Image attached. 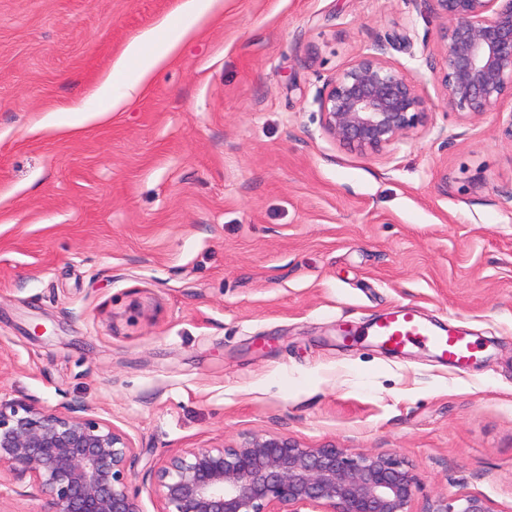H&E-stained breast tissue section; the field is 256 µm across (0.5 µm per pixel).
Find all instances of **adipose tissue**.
I'll use <instances>...</instances> for the list:
<instances>
[{"label":"adipose tissue","mask_w":512,"mask_h":512,"mask_svg":"<svg viewBox=\"0 0 512 512\" xmlns=\"http://www.w3.org/2000/svg\"><path fill=\"white\" fill-rule=\"evenodd\" d=\"M222 0H184L185 24L168 31L152 44L144 41L130 43L121 59L103 79L98 94L108 100L110 109H118L150 79L151 75L174 53L194 32L196 26L208 19Z\"/></svg>","instance_id":"ef3b65f1"}]
</instances>
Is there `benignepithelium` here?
Wrapping results in <instances>:
<instances>
[{"label":"benign epithelium","mask_w":512,"mask_h":512,"mask_svg":"<svg viewBox=\"0 0 512 512\" xmlns=\"http://www.w3.org/2000/svg\"><path fill=\"white\" fill-rule=\"evenodd\" d=\"M449 23L436 74L445 104L464 118L512 100V0H422ZM324 132L346 148L379 153L424 126L425 100L378 51L352 57L319 97ZM140 452L113 425L69 405L45 409L0 400V483L44 498V512H144L135 485ZM156 512H415L420 478L394 454L304 448L280 436L235 446L182 448L142 477ZM422 512H497L470 492Z\"/></svg>","instance_id":"obj_1"}]
</instances>
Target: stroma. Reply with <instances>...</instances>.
I'll return each instance as SVG.
<instances>
[{"label": "stroma", "instance_id": "35a3bbf8", "mask_svg": "<svg viewBox=\"0 0 512 512\" xmlns=\"http://www.w3.org/2000/svg\"><path fill=\"white\" fill-rule=\"evenodd\" d=\"M182 2L0 0V398L83 407L145 463L286 436L408 461L416 512H512V103L446 108L422 0H223L107 111L101 80ZM376 46L427 123L363 155L316 99ZM404 306L479 359L383 350L369 325ZM421 512H496L486 498L470 492H463L446 499H439Z\"/></svg>", "mask_w": 512, "mask_h": 512}]
</instances>
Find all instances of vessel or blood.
Masks as SVG:
<instances>
[{
	"label": "vessel or blood",
	"mask_w": 512,
	"mask_h": 512,
	"mask_svg": "<svg viewBox=\"0 0 512 512\" xmlns=\"http://www.w3.org/2000/svg\"><path fill=\"white\" fill-rule=\"evenodd\" d=\"M373 335L382 344L399 349L411 342H417L434 349L441 358L452 364H463L476 355L472 341L456 331L440 333L419 321L411 307L392 311L382 317L373 328Z\"/></svg>",
	"instance_id": "1"
}]
</instances>
